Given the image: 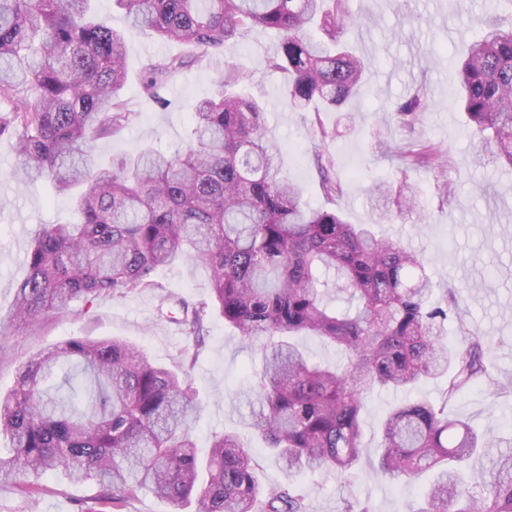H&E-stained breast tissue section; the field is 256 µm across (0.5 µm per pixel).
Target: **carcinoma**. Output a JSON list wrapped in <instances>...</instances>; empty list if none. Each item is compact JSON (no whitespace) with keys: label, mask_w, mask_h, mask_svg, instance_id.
I'll use <instances>...</instances> for the list:
<instances>
[{"label":"carcinoma","mask_w":512,"mask_h":512,"mask_svg":"<svg viewBox=\"0 0 512 512\" xmlns=\"http://www.w3.org/2000/svg\"><path fill=\"white\" fill-rule=\"evenodd\" d=\"M94 0H0V137L14 141L10 176L23 185L48 178L70 198L76 224H43L27 250L28 277L17 289L13 322L34 326L82 301L164 290L157 271L178 259L206 265L210 298L179 299V323L200 348L212 312L246 339L266 337L250 393V428L290 468L349 473L362 448L361 413L376 390L409 391L447 379L444 399L395 405L381 426L378 464L396 480L427 471L435 483L415 512H512V453L500 456L489 488L470 492L462 467L493 446L448 402L471 386L512 395L492 373L487 343L474 332L451 347L445 322L458 315L463 289L444 290L409 246L379 239L367 224L311 206L279 167L262 106L226 92L238 80L225 59L215 91L191 105L192 131L174 151L143 149L101 168L94 142L137 117L122 99L127 37L99 17ZM129 30L149 28L188 45L190 56L147 57L141 88L158 105L167 82L194 61L230 50L244 29L270 30L277 44L263 59L288 75L292 110H338L357 93L367 64L344 37L358 25L349 0H113ZM460 106L479 152L512 169V24L491 14L457 64ZM424 88L397 105L411 129L427 111ZM400 170L445 175L448 156L432 144L397 151ZM323 195L342 194L334 161L314 153ZM418 192L371 188L378 219L417 215ZM336 274L357 302H325ZM315 336L346 355L330 367L295 341ZM198 411L186 371L152 364L119 339L73 337L33 353L10 390L0 393V483L28 496L39 476L59 471L92 482L81 512H113L144 489L167 512H309L296 483L265 487L239 434L212 436L202 452L192 424Z\"/></svg>","instance_id":"cac0c4a2"}]
</instances>
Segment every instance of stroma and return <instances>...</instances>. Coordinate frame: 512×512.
Here are the masks:
<instances>
[{"label":"stroma","instance_id":"1","mask_svg":"<svg viewBox=\"0 0 512 512\" xmlns=\"http://www.w3.org/2000/svg\"><path fill=\"white\" fill-rule=\"evenodd\" d=\"M359 24L349 44L371 61L364 86L339 112H294L284 103L287 78L263 67L277 38L247 29L234 40L233 59L242 77L240 87L263 107L266 135L280 147L282 171L298 184L312 206L339 211L352 224L374 225L378 235L422 252L426 269L440 287L463 288L467 299L459 320L447 327L448 342L461 338V327L479 328L488 342L487 359L494 375L512 381V170L489 160L474 161V142L464 127L451 75L450 61L462 56L470 37L486 19L485 0H350ZM127 81L123 95L136 120L95 143L92 161L107 164L143 146L172 151L185 142L191 127L190 104L214 88L224 71L223 56L194 62L172 78L164 95L168 109L157 107L140 89L143 58L188 53V46L159 40L149 30L132 32L127 42ZM423 87L428 110L412 130L393 119V110L415 87ZM333 131L326 144L343 193L326 198L312 162L317 125ZM427 143L453 159L445 178L411 169L400 173L393 154L408 143ZM15 160L13 143L0 138V330L9 339L0 345V391L9 390L22 363L36 351L73 337H120L138 345L151 362L170 368L187 365L201 402L194 423L200 447L212 433L251 431L245 394L260 370L264 343L243 339L223 318L211 315L202 349H195L182 327L159 316L154 292L107 296L93 305L72 304L37 326L16 329L10 323L17 288L28 270L25 251L42 224H69L76 215L67 198L47 181L26 188L7 177ZM407 177L420 192L423 221L406 218L380 224L369 203L368 188L376 181L397 183ZM447 182L453 203L441 199ZM158 281L190 301L208 298L210 272L203 264L181 261L162 268ZM401 394L374 392L365 400L362 459L351 475L291 471L264 449L252 454L266 486L297 482L310 512H339L344 500H370L373 512H415L421 505L425 473L419 483L389 480L377 468L376 448L387 411ZM448 403L449 414L470 421L477 431L493 429L512 441V397L483 387L468 389ZM44 491L30 500L15 486L0 485V512H79L78 505L94 491L92 483L73 484L61 475L41 478Z\"/></svg>","mask_w":512,"mask_h":512}]
</instances>
